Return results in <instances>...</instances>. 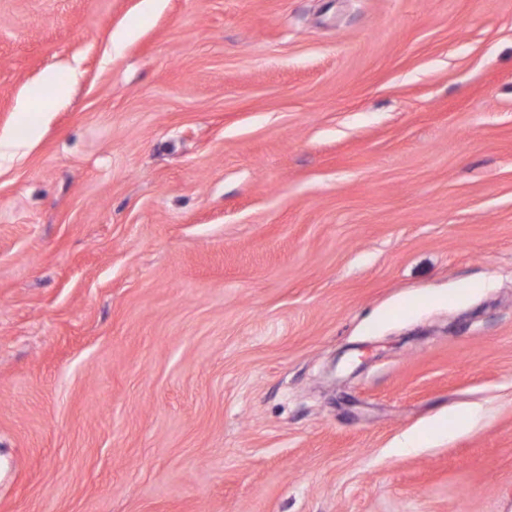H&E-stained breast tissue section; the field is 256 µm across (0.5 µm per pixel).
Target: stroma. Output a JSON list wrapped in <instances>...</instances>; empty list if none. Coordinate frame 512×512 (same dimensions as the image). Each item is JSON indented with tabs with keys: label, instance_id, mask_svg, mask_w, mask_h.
I'll list each match as a JSON object with an SVG mask.
<instances>
[{
	"label": "stroma",
	"instance_id": "1",
	"mask_svg": "<svg viewBox=\"0 0 512 512\" xmlns=\"http://www.w3.org/2000/svg\"><path fill=\"white\" fill-rule=\"evenodd\" d=\"M2 138L0 512H512V0H0Z\"/></svg>",
	"mask_w": 512,
	"mask_h": 512
}]
</instances>
